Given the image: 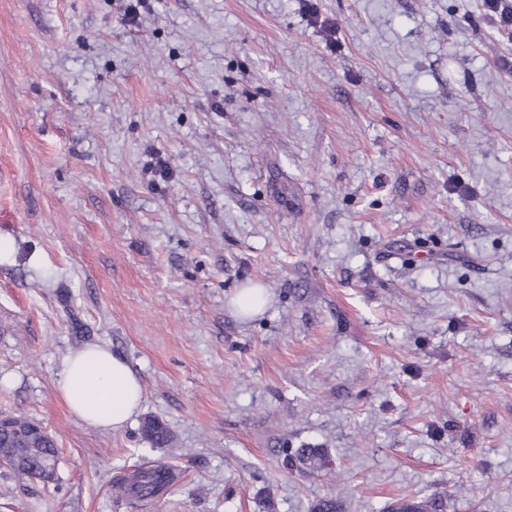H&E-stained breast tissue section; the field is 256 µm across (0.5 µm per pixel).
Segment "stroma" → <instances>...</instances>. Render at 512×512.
<instances>
[{
	"label": "stroma",
	"instance_id": "stroma-1",
	"mask_svg": "<svg viewBox=\"0 0 512 512\" xmlns=\"http://www.w3.org/2000/svg\"><path fill=\"white\" fill-rule=\"evenodd\" d=\"M138 10L0 0V413L59 448L54 483L0 468V512H512V41L484 0ZM87 344L141 379L121 431L56 391ZM160 463L170 493L113 498ZM287 465L300 470L327 468V453L323 448H299L288 456Z\"/></svg>",
	"mask_w": 512,
	"mask_h": 512
}]
</instances>
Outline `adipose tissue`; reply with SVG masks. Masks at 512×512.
<instances>
[{
	"label": "adipose tissue",
	"instance_id": "ef3b65f1",
	"mask_svg": "<svg viewBox=\"0 0 512 512\" xmlns=\"http://www.w3.org/2000/svg\"><path fill=\"white\" fill-rule=\"evenodd\" d=\"M56 390L79 421L104 430H123L141 409L139 377L123 358L102 345L71 352Z\"/></svg>",
	"mask_w": 512,
	"mask_h": 512
}]
</instances>
